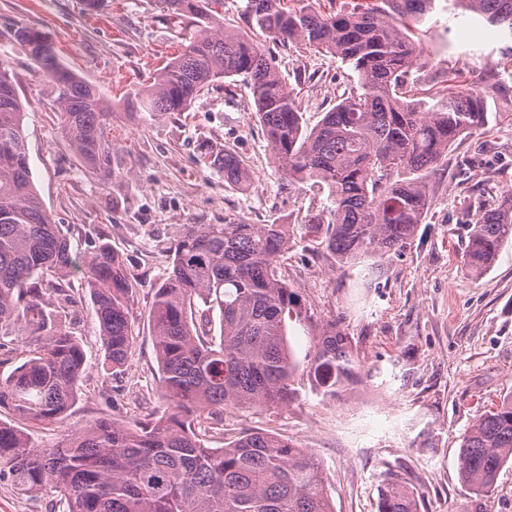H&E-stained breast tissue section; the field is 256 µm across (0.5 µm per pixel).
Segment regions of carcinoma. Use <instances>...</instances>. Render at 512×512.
I'll return each mask as SVG.
<instances>
[{
  "label": "carcinoma",
  "instance_id": "cac0c4a2",
  "mask_svg": "<svg viewBox=\"0 0 512 512\" xmlns=\"http://www.w3.org/2000/svg\"><path fill=\"white\" fill-rule=\"evenodd\" d=\"M169 19H195L196 33L167 59L152 83L125 95L133 113L157 118L186 112L205 89L241 77L276 163L290 181H312L330 205L307 213L301 237L323 245L340 265H359L399 251L422 223L428 180L448 146L489 123L507 103L512 67L503 66L489 94L449 91L408 101L401 88L416 47L409 21L435 0H374L352 8L327 0H246L245 27L224 28V0H164ZM512 38V0H448ZM23 44L51 82L65 136L103 180L122 165L112 136V105L67 67L39 30L18 27ZM295 43L332 54L357 74L360 92L340 99L309 128L295 88L278 71L268 43ZM23 105L0 62V351L24 327L41 345L0 381V407L27 422L62 418L77 398L84 356L73 333L56 322L72 303L64 278L75 265L68 241L33 184L22 135ZM224 181L248 186L251 173L235 152L201 146ZM291 225L184 224L170 248L167 277L149 311L160 393L171 410L118 422L100 418L36 448L26 431L0 421V480L21 494L56 498L62 512H335L314 454L267 430L245 432L222 448L206 446L224 426V409L283 406L294 395L295 366L286 318L301 316L298 295L282 274ZM512 239V193L469 225L464 268L484 274ZM96 309L104 368L127 362L135 336L134 288L122 256L107 244L84 262ZM219 312L220 334L212 333ZM362 364L349 337L330 323L319 332L308 375L334 397L359 381ZM512 461V399L481 412L463 437L459 473L474 502L486 501ZM378 512H419L414 491L391 479Z\"/></svg>",
  "mask_w": 512,
  "mask_h": 512
}]
</instances>
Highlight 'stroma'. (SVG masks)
Wrapping results in <instances>:
<instances>
[{"mask_svg": "<svg viewBox=\"0 0 512 512\" xmlns=\"http://www.w3.org/2000/svg\"><path fill=\"white\" fill-rule=\"evenodd\" d=\"M45 31L61 60L112 102V133L123 169L102 182L70 149L50 94V82L26 49L5 30ZM193 30L173 25L163 0H104L94 14L81 0H0V61L6 62L25 104L23 136L34 186L47 211L84 260L107 244L122 255L135 286V344L121 374L104 370L99 323L75 270V311L64 322L81 343L85 374L77 399L56 423L30 428L33 446L102 417L119 421L162 415L158 363L148 311L167 272V249L184 224H294L328 206L308 183H287L252 108L243 79L201 93L189 111L154 120L133 115L123 96L187 42ZM411 36L417 53L407 83L416 98L444 90L463 72L484 85L504 63L508 42L471 16L450 17L436 0ZM297 92L308 126L358 88L356 73L331 55L295 45L274 49ZM213 142L241 156L252 171L245 189L206 164L199 145ZM512 192V112L459 137L430 179L426 214L399 252L375 261V272L337 266L297 241L283 269L307 310L290 318L287 335L296 365L294 399L282 408H229L222 447L248 429L278 432L312 451L336 512H377L389 475L416 486L420 512H471L459 477L464 435L486 406L512 395V241L482 276H468L463 251L479 208ZM335 323L356 345L365 372L333 397L308 380L322 326Z\"/></svg>", "mask_w": 512, "mask_h": 512, "instance_id": "35a3bbf8", "label": "stroma"}]
</instances>
